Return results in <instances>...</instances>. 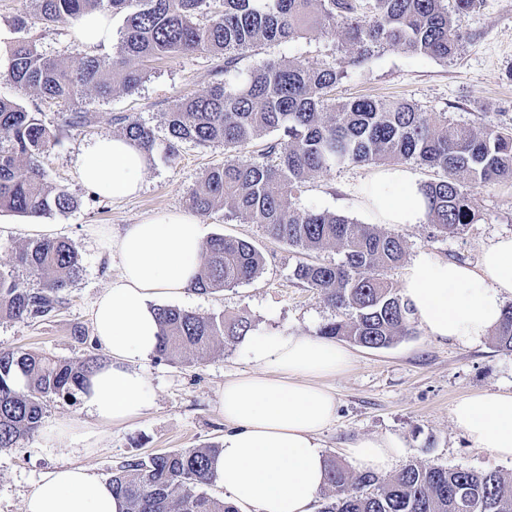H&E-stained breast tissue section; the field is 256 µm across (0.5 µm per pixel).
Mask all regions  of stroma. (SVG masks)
<instances>
[{"instance_id":"obj_1","label":"stroma","mask_w":512,"mask_h":512,"mask_svg":"<svg viewBox=\"0 0 512 512\" xmlns=\"http://www.w3.org/2000/svg\"><path fill=\"white\" fill-rule=\"evenodd\" d=\"M72 20L62 17L46 26H32L27 36L40 52L78 67L90 55L109 56L117 49L123 18L112 19V43L74 41ZM459 24L468 38L457 55L442 62L398 47L373 53L354 66L335 33L309 29L288 43L267 44L244 53L232 71L224 58L210 53L173 54L150 63L147 76L132 93L117 91L102 99L85 91L79 100L92 123L65 131L41 159L47 181L70 191L76 209L53 212L34 221L0 223V264L9 266L20 248L51 234L69 240L77 250L82 271L67 290V300L48 320L26 323L0 319V351L24 349L59 360H80L100 353L91 326V308L99 294L120 274L118 260L97 229L119 234L126 225L164 212L189 210V198L211 167L223 164L220 145H182L177 157L166 151L168 134L163 114L175 101L207 92L221 82L233 83L257 59L291 58L312 67H333L343 76L333 88L335 101L357 97L404 98L425 112H445L451 119L512 128V0H480ZM0 96L35 113L48 128L62 127L69 109L42 100L31 91L0 80ZM133 113L150 125L156 146L148 155L142 187L136 196L114 201L93 198L77 169L81 151L98 138L119 136L116 118ZM387 171L386 165H352L321 173L298 193V208L336 212L363 224L374 223L365 189ZM473 205L480 215L461 234L437 238L428 224L401 227L406 261L428 253L476 264L481 248L498 235L512 234V185L476 190ZM206 236L222 234L252 242L265 257L255 280L213 294L187 291L164 296L158 303L200 315H244L254 323V335L296 333L317 335L322 324L342 318L293 272L302 262H337L330 247L307 252L270 238L261 225L226 215L223 209L199 214ZM249 339L215 345L204 357L187 356L172 363L149 356L139 364L152 390V404L140 416L99 428L89 439L61 438L51 425L81 417V405L59 398L47 401L42 424L32 438L0 450V512H23L24 500L42 475L63 462L110 478L113 468L132 456L183 448H201L224 437V418L217 393L224 381L254 371ZM351 365L324 378L337 402L336 418L320 436L326 456L344 459L346 448L361 439L390 438L400 445L398 464L410 461L497 470L512 476V459L490 449L470 447L452 422L450 410L462 398L512 392V355L499 351L493 337L473 343L438 340L424 329L402 337L386 349L351 346Z\"/></svg>"}]
</instances>
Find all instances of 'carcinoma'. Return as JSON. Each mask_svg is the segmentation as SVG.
<instances>
[{"mask_svg":"<svg viewBox=\"0 0 512 512\" xmlns=\"http://www.w3.org/2000/svg\"><path fill=\"white\" fill-rule=\"evenodd\" d=\"M479 2L454 0L450 11L446 0H30L32 12L16 20L20 31L95 10L123 15L118 50L110 57L89 56L71 70L22 38L8 46L0 79L71 107L87 89L101 98L117 89L135 91L146 78L147 61L175 53H221L227 71L243 53L296 40L314 27L336 32L355 66L375 50L393 46L446 61L460 48V16ZM207 11L210 20L196 22ZM341 77L330 67L260 58L245 81L219 83L165 113L167 151L173 156L182 144L224 146V164L206 171L190 197L194 210L222 208L308 251L340 249L336 263H302L294 271L346 314L324 324L319 335L384 349L415 332L407 303L383 276L404 259V237L345 215L302 210L292 198L332 167L413 162L439 173L418 185L427 207L425 223L440 236H454L477 219L475 190L512 183V130L450 121L444 112H424L405 99L332 102L329 93ZM118 121L124 137L148 153L154 149L155 132L139 117L127 114ZM90 122V113L76 109L63 127L51 130L24 106L0 98V136L8 141L0 146V210L43 215L77 208L67 189L45 181L40 158L66 130ZM274 132L277 137L261 156H273L276 163L244 155L254 139ZM264 264L251 242L215 235L203 248L193 290L211 294L250 282ZM18 266L42 287H22ZM80 270L79 254L66 240L38 239L21 248L16 265L0 267V317L48 318ZM157 315L156 353L170 361L188 352L203 356L217 341L233 342L252 331L244 316H203L173 306L158 307ZM494 338L497 348L512 354V304L504 307ZM99 364L94 356L72 362L27 350L1 351L0 449L37 432L47 399L76 400ZM19 375L26 380L22 388L14 383ZM219 450L213 445L133 456L112 471V492L123 512H238L208 493L214 485L209 463ZM327 466L321 512H512V478L497 471L409 462L385 480L371 472L354 477L335 458Z\"/></svg>","mask_w":512,"mask_h":512,"instance_id":"carcinoma-1","label":"carcinoma"}]
</instances>
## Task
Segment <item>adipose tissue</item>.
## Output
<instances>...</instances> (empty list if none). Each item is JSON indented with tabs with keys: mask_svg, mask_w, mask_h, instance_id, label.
<instances>
[{
	"mask_svg": "<svg viewBox=\"0 0 512 512\" xmlns=\"http://www.w3.org/2000/svg\"><path fill=\"white\" fill-rule=\"evenodd\" d=\"M77 164L86 186L120 199L140 190L147 158L133 142L106 136L86 147ZM368 199L380 223L426 219V202L402 171L387 172ZM204 236L195 215L175 211L127 225L110 240L121 272L91 310L93 334L109 359L78 394L85 419L59 425L58 434L78 429L90 437L97 426L128 421L149 408V383L137 364L158 347L154 298L192 287ZM402 295L429 336L479 340L499 324L512 295V235L485 245L474 267L419 255L404 270ZM250 352L256 371L226 380L218 392L228 430L211 463L214 483L239 512H314L327 470L319 436L336 417V398L322 380L343 372L351 353L335 340L305 335L261 337ZM450 415L472 447L512 457V392L463 398ZM346 453L356 467L378 473L393 467L399 446L364 439ZM24 512H122V504L108 480L63 465L40 478Z\"/></svg>",
	"mask_w": 512,
	"mask_h": 512,
	"instance_id": "adipose-tissue-1",
	"label": "adipose tissue"
}]
</instances>
